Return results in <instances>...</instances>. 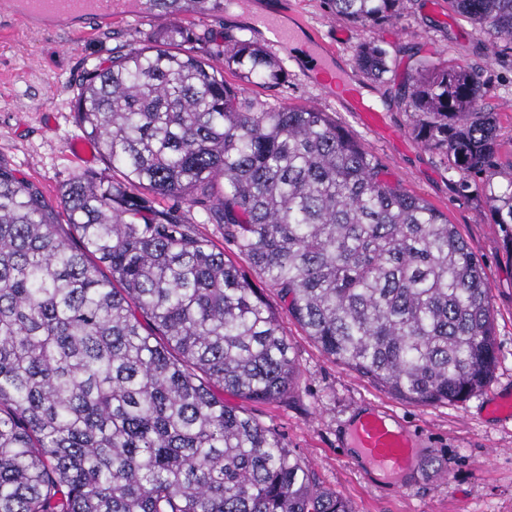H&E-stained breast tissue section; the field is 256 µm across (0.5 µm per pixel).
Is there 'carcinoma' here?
Segmentation results:
<instances>
[{
    "label": "carcinoma",
    "instance_id": "1",
    "mask_svg": "<svg viewBox=\"0 0 512 512\" xmlns=\"http://www.w3.org/2000/svg\"><path fill=\"white\" fill-rule=\"evenodd\" d=\"M324 3L379 27L404 0ZM448 7L512 45V0ZM225 40L221 68L172 25L82 80L76 121L108 167L62 187L69 229L0 160V512H350L224 400H275L298 367L257 285L193 230V210L327 357L390 392L461 401L493 373L483 267L456 226L385 180L328 113L247 97L246 84L287 72L257 41ZM388 58L374 39L355 50L379 82ZM489 93L468 66L419 62L397 98L454 191L482 187L512 242V158L498 114L481 109Z\"/></svg>",
    "mask_w": 512,
    "mask_h": 512
}]
</instances>
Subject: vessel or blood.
<instances>
[{"label":"vessel or blood","instance_id":"b4317fda","mask_svg":"<svg viewBox=\"0 0 512 512\" xmlns=\"http://www.w3.org/2000/svg\"><path fill=\"white\" fill-rule=\"evenodd\" d=\"M0 12L30 22L71 14L87 20H109L123 16V0H0ZM296 65L302 73L316 72L320 85L335 91L344 111L356 112L367 123H374L378 109L365 100L359 87L346 74L333 72L329 63L336 53L325 44L307 45ZM353 445L369 465L396 479L417 469L420 449L417 438L401 427L395 417L383 410L361 416L353 427Z\"/></svg>","mask_w":512,"mask_h":512}]
</instances>
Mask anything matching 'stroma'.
Instances as JSON below:
<instances>
[{
    "label": "stroma",
    "mask_w": 512,
    "mask_h": 512,
    "mask_svg": "<svg viewBox=\"0 0 512 512\" xmlns=\"http://www.w3.org/2000/svg\"><path fill=\"white\" fill-rule=\"evenodd\" d=\"M277 15L304 34L335 43L346 66L357 46L382 41L390 52L385 84L366 81L384 107L385 130L366 126L341 111L335 98L305 78L289 50L272 45L260 17ZM178 23L223 43L225 34L254 37L283 61L288 80L275 90L254 84L247 93L273 107L312 106L332 114L381 163L391 183L419 195L447 215L484 263L485 287L494 307L496 366L488 383L463 402L420 404L390 393L344 363L328 358L282 305L277 292L261 293L278 313L299 377L286 396L251 403L247 410L276 431L321 486L346 501L352 512H512V419L492 418L484 406L499 391H512V246L484 198L462 197L438 155L424 148L396 92L415 73L417 61L480 67L492 93L487 111L498 113L504 150L512 152V50L486 30L450 13L448 0H405L397 23L362 27L331 15L323 0H224L220 9L171 14L150 0H134L128 16L47 26L25 25L0 15V159L35 185L54 207L56 223L68 215L59 191L75 174L100 171L106 160L93 148L91 160L75 159L72 143L84 134L71 99L85 72L112 55L143 44L156 29ZM381 408L421 434L426 450L418 481L403 486L379 482L347 446L349 421Z\"/></svg>",
    "instance_id": "1"
}]
</instances>
